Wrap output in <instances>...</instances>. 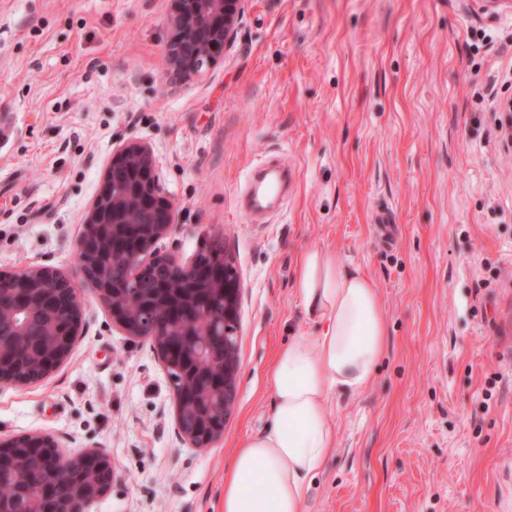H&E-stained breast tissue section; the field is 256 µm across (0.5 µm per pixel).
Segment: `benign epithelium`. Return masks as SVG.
Here are the masks:
<instances>
[{"mask_svg":"<svg viewBox=\"0 0 512 512\" xmlns=\"http://www.w3.org/2000/svg\"><path fill=\"white\" fill-rule=\"evenodd\" d=\"M169 69L193 78L234 43L245 0H173ZM177 225V204L162 191L152 147L118 145L103 187L78 238L85 282L132 341H148L169 373L175 430L190 448H211L235 406L239 371L240 281L224 237L214 234L192 261L159 250ZM14 307L0 332V385L27 386L65 364L83 332L84 291L43 265L0 274V310ZM35 307L49 321L40 338L28 334ZM209 317L204 328L201 316ZM192 363L195 374L175 378ZM39 466L35 488L15 486L16 512H88L118 477L98 448L73 455L47 433L0 436V481L24 465Z\"/></svg>","mask_w":512,"mask_h":512,"instance_id":"1","label":"benign epithelium"}]
</instances>
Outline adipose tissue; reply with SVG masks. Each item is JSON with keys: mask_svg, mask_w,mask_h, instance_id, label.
<instances>
[{"mask_svg": "<svg viewBox=\"0 0 512 512\" xmlns=\"http://www.w3.org/2000/svg\"><path fill=\"white\" fill-rule=\"evenodd\" d=\"M296 290L317 328L278 351L268 373L271 422L236 448L222 512H307L311 481L336 441L333 400L365 390L386 352L383 305L363 273L312 249Z\"/></svg>", "mask_w": 512, "mask_h": 512, "instance_id": "ef3b65f1", "label": "adipose tissue"}]
</instances>
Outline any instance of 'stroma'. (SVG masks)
<instances>
[{
    "label": "stroma",
    "instance_id": "stroma-1",
    "mask_svg": "<svg viewBox=\"0 0 512 512\" xmlns=\"http://www.w3.org/2000/svg\"><path fill=\"white\" fill-rule=\"evenodd\" d=\"M172 0H0V273L73 275L122 143L148 142L179 218L161 251L224 237L241 283L238 393L190 448L147 342L94 298L70 361L0 386V434L103 449L119 477L91 512H220L240 441L270 422L267 374L311 325L306 250L374 284L387 351L337 398L308 512H512V0H246L203 75L163 69ZM295 174L261 217L256 169ZM390 207L392 234L375 218Z\"/></svg>",
    "mask_w": 512,
    "mask_h": 512
}]
</instances>
